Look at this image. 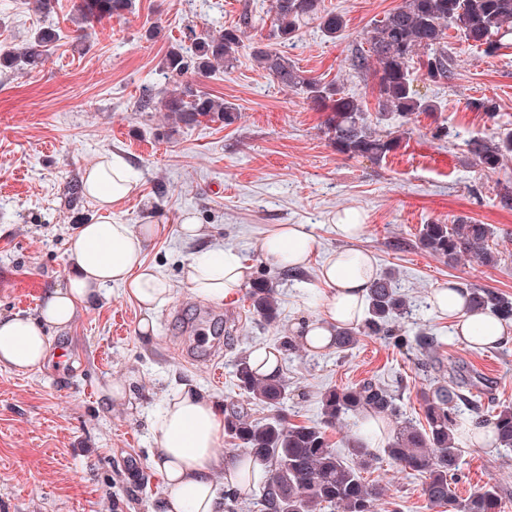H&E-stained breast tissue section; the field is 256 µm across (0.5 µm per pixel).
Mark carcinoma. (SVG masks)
Returning a JSON list of instances; mask_svg holds the SVG:
<instances>
[{
    "label": "carcinoma",
    "instance_id": "obj_1",
    "mask_svg": "<svg viewBox=\"0 0 512 512\" xmlns=\"http://www.w3.org/2000/svg\"><path fill=\"white\" fill-rule=\"evenodd\" d=\"M132 6V0H80L78 20L90 24L120 18ZM269 13L272 38L284 45L297 38L302 24L310 20L320 21L322 31L331 39L345 29L343 17L322 8V0H273ZM250 26L252 15L246 13L239 25L212 33L199 35L189 28L191 47L173 45L161 61L164 78L175 81L172 88L163 91V109L186 125L201 116L233 124V104L182 83L180 78L189 72L209 75L234 67L245 29ZM450 29L459 32L471 47L493 56L512 35V0H402L400 6L364 32L362 40L368 48L356 49L350 67L357 73L369 71L374 78L377 112L373 119L357 97L332 82L323 83L306 75L282 52L258 42L253 55L270 77L301 91L313 108L326 113L323 133L336 152L380 163L400 147L402 140V135L390 128L379 129L380 124L395 123L402 128L415 115L438 111L435 102L415 88V82L420 75L431 83L452 79ZM58 41L56 29L41 27L22 50L0 54V69L36 70ZM413 60L417 61L416 69L411 67ZM466 146L476 166L495 172L512 157V130L471 137ZM493 235L491 225L459 217L450 224L423 225L419 244L448 263L466 256L483 266H494L498 253L489 245ZM464 289L472 310H488L503 321H512L511 296L471 284L464 285ZM250 299L262 322L277 323L278 303L272 282L264 278L253 282ZM409 314L411 310L397 291L394 277L380 276L369 289L363 322L336 329L332 346L340 353L347 352L362 335L391 336L397 343L406 344L408 339L397 334L395 323ZM235 377L249 398L273 409L287 399L288 383L281 375H263L244 359L236 365ZM482 380L477 371L464 377L457 367H451L448 379L438 380L420 393L426 421L423 426L399 419L395 395L387 387L366 380L352 387L329 388L321 395V426L290 424L279 414L258 425L250 421L244 406L233 404L224 410V435L267 464L265 489L257 503L260 512H375L383 489L366 483L363 474L373 468L378 457L354 441L346 459L332 448L327 437V429L344 417L366 413L398 420L383 451L400 470L424 478L423 494L430 506L455 512H501L502 496L495 485H485L464 499L455 491L460 472L455 428L461 424L464 411L481 413ZM488 425L495 447L511 451L512 404L496 408Z\"/></svg>",
    "mask_w": 512,
    "mask_h": 512
}]
</instances>
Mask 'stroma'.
<instances>
[{"mask_svg":"<svg viewBox=\"0 0 512 512\" xmlns=\"http://www.w3.org/2000/svg\"><path fill=\"white\" fill-rule=\"evenodd\" d=\"M78 2L58 0L54 13L43 16L30 0H0V53L22 46L40 27L61 33L37 70L0 71V316L37 315L43 295L65 285L76 220L92 212L86 199L69 196L67 185L82 179L104 152L123 156L136 174L137 186L115 219L167 225L146 258L176 290L155 315L151 341L138 332L137 303L112 286L68 331L55 335L57 354L48 367L26 375L0 368V512H159L165 487L152 467L156 442L148 420L181 385L246 405L251 421L267 422L271 409L237 387L236 364L253 348H277L280 336L294 335L296 323L314 314L319 267L341 245L332 224L349 208L362 212L364 247L374 253L380 272H393L411 305V318L399 326L411 343L364 336L344 354L302 347L281 357L279 372L288 382L282 409L289 422L320 423L327 388L366 379L392 390L403 419L422 422L420 390L446 377L453 365L488 378L485 412L512 403V339L473 349L430 302L432 290L450 280L512 295V210L497 197L498 182L512 181V160L488 174L465 146L466 139L497 127L512 129V47L488 57L451 35L453 79L418 84L437 102L436 116L415 117L400 148L375 164L337 153L321 131L324 113L300 91L273 81L253 58L254 42L270 34V0H134L126 18L103 20L81 38L74 21ZM401 2L324 0L327 10L344 17L343 34L328 38L312 21L284 52L307 75L343 85L376 110L374 80L351 70L350 58L361 33ZM246 12L256 23L234 67L184 77L233 103V124L204 117L177 125L163 108L141 111L146 89L166 88L159 64L186 25L205 33L239 23ZM151 27L157 34L149 38ZM484 96L494 100L496 120L469 109L471 99ZM434 121L448 126L449 139L432 138ZM184 212L210 231L212 243L246 261L253 278L277 282V326L259 322L248 293L231 305L212 304L215 319L203 334L223 344L213 369L185 356L194 344L199 299L181 283L182 266L194 251L178 232ZM459 216L494 226L497 266L467 258L450 264L420 248L424 224H448ZM277 224L309 225L318 240L297 278L262 258L261 242ZM422 332L437 336L436 355L413 345ZM119 381L131 382V397L107 405L106 392ZM458 446V495L494 483L504 512H512V452L476 447L463 436ZM366 478L385 490L376 512H391L396 504L402 512H432L421 476L382 458Z\"/></svg>","mask_w":512,"mask_h":512,"instance_id":"35a3bbf8","label":"stroma"}]
</instances>
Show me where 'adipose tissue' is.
<instances>
[{"mask_svg": "<svg viewBox=\"0 0 512 512\" xmlns=\"http://www.w3.org/2000/svg\"><path fill=\"white\" fill-rule=\"evenodd\" d=\"M134 188L131 169L118 156L100 154L86 168L84 194L96 215L81 224L70 240L66 285L46 293L37 316L0 318L1 368L18 374L43 369L52 353L53 332L68 329L82 308L112 285L122 287L137 302L141 334L153 333L154 315L172 301L175 288L157 266L146 261L148 245L166 232V225L123 224L112 218L113 209ZM333 229L343 245L321 264L317 310L297 330L311 350L329 347L336 328L363 320L368 290L379 275L372 252L358 245L365 231L359 211L344 210ZM316 247V237L306 225L280 224L265 235L261 250L269 265L302 269ZM182 282L199 298L231 304L250 284L251 269L233 252L204 248L183 267ZM430 301L469 344L491 347L512 337V322L470 311L467 293L455 281L435 288ZM150 429L157 441L153 466L167 489L161 512H223L214 481L219 471L241 494L255 488L261 464L246 455L225 460L220 452L224 408L196 385H182L171 395L162 412L151 419Z\"/></svg>", "mask_w": 512, "mask_h": 512, "instance_id": "1", "label": "adipose tissue"}]
</instances>
